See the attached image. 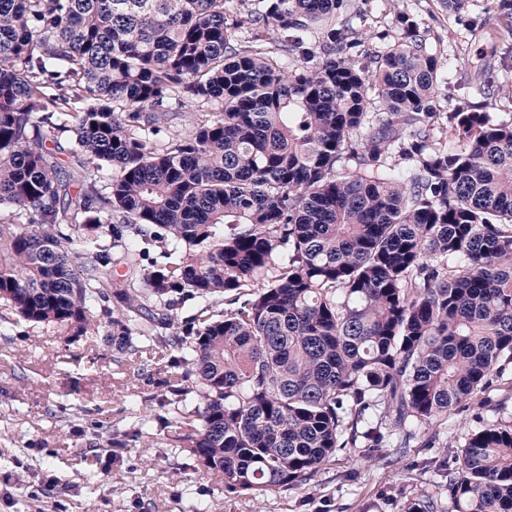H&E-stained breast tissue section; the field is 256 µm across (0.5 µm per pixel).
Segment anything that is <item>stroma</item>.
Here are the masks:
<instances>
[{
  "label": "stroma",
  "instance_id": "obj_1",
  "mask_svg": "<svg viewBox=\"0 0 512 512\" xmlns=\"http://www.w3.org/2000/svg\"><path fill=\"white\" fill-rule=\"evenodd\" d=\"M498 3L470 0L459 18L443 19L436 0H400L446 55L439 111L468 96L480 64L512 69V36L494 19ZM363 10L364 47L379 50L394 33L392 16L371 0ZM114 357L103 337L69 342L0 305V512H411L424 500L448 512L435 460L455 456L474 430L496 420L494 404L512 411L510 369L449 416L438 447L384 459L352 448L307 484L251 499L186 468L184 454L154 447L152 436L132 448L106 446L102 433L128 431L149 414L156 392Z\"/></svg>",
  "mask_w": 512,
  "mask_h": 512
}]
</instances>
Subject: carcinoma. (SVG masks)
Here are the masks:
<instances>
[{"label":"carcinoma","mask_w":512,"mask_h":512,"mask_svg":"<svg viewBox=\"0 0 512 512\" xmlns=\"http://www.w3.org/2000/svg\"><path fill=\"white\" fill-rule=\"evenodd\" d=\"M235 2L0 0V303L139 372L168 355L109 444L154 426L256 498L407 453L512 364V118L441 125L398 0L370 54L354 0ZM446 478L454 512H512V420Z\"/></svg>","instance_id":"cac0c4a2"}]
</instances>
